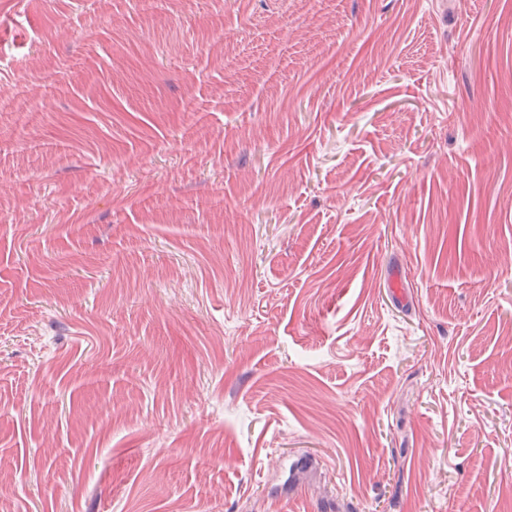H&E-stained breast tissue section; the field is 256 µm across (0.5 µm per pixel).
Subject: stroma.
<instances>
[{
    "instance_id": "obj_1",
    "label": "stroma",
    "mask_w": 512,
    "mask_h": 512,
    "mask_svg": "<svg viewBox=\"0 0 512 512\" xmlns=\"http://www.w3.org/2000/svg\"><path fill=\"white\" fill-rule=\"evenodd\" d=\"M1 101L0 512H512V0H0Z\"/></svg>"
}]
</instances>
